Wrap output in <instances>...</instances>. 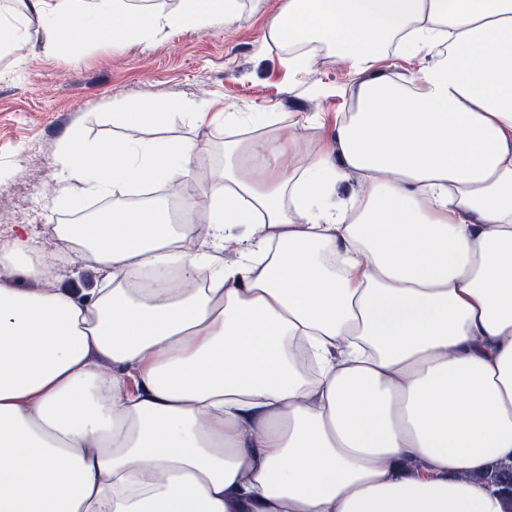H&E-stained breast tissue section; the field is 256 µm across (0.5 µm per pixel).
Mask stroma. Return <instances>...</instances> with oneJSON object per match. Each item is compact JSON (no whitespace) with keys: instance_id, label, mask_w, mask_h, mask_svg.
<instances>
[{"instance_id":"35a3bbf8","label":"stroma","mask_w":512,"mask_h":512,"mask_svg":"<svg viewBox=\"0 0 512 512\" xmlns=\"http://www.w3.org/2000/svg\"><path fill=\"white\" fill-rule=\"evenodd\" d=\"M281 5L259 0L240 21L203 32L170 29L145 41L101 37L75 51L44 36L0 56V241L23 224L40 251L56 250L52 227L67 213L61 199L82 192L81 184L55 178L60 148L73 132L93 142L153 138L147 127L112 126L107 113L117 101L197 98L211 101L215 112L288 117L314 110L322 113L321 123L309 127L282 161L295 164L328 143L337 113L351 109L352 77L344 62L322 53L307 71L293 73L284 50L262 46ZM171 129L204 145L192 164V206L203 217L210 207L207 185L224 166V128L178 117ZM105 277L95 265H63L51 285L83 298Z\"/></svg>"}]
</instances>
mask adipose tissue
Listing matches in <instances>:
<instances>
[{"label":"adipose tissue","mask_w":512,"mask_h":512,"mask_svg":"<svg viewBox=\"0 0 512 512\" xmlns=\"http://www.w3.org/2000/svg\"><path fill=\"white\" fill-rule=\"evenodd\" d=\"M245 11L27 0L0 6V48ZM262 41L295 73L315 49L348 64L335 151L278 166V116L217 113L232 135L205 227L119 202L53 227L106 270L89 298L0 282V512H504L471 475L512 462V0H283ZM406 52L415 74L382 68ZM208 110L113 103V125L161 136L72 134L56 177L190 188L201 145L164 130ZM349 173L358 192L334 201ZM0 266L52 276L24 230Z\"/></svg>","instance_id":"ef3b65f1"}]
</instances>
